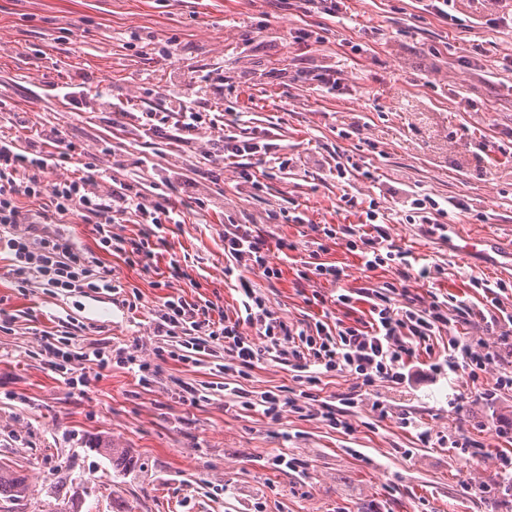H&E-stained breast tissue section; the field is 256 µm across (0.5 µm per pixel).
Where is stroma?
I'll use <instances>...</instances> for the list:
<instances>
[{"mask_svg":"<svg viewBox=\"0 0 512 512\" xmlns=\"http://www.w3.org/2000/svg\"><path fill=\"white\" fill-rule=\"evenodd\" d=\"M451 25L423 10L420 0H348L342 18L287 6L282 0H0V135L17 139L22 154L53 150L61 133L73 150L45 181L80 175L86 162L115 179L139 175L166 183L174 201L189 200L185 222L153 243V271L126 256L98 251L91 225L80 215L58 218L44 200H21L37 234H74L97 251L124 288L116 296L85 288L63 296L23 286L0 260V464L26 475L27 496L15 512H512V497L479 492L498 473L504 442L492 431L512 421V392L485 402L481 394L497 376L438 375L416 387L381 384L346 413L348 429L320 415L322 402L348 393L349 372L323 376L307 416L279 420L236 406L210 388L222 351L197 361L161 360L155 354V313L167 295L217 302L234 316L240 301L224 281V226L256 224L301 241L296 224L276 222L300 209L311 224H355L359 215L339 208L343 186L329 172L337 157L359 170L353 191L387 210L388 242L439 265L430 281L405 276L400 267L365 273L345 244L327 262L342 267L343 285L358 289L394 283L393 303L404 296L426 307L433 296L467 299L480 308L483 292L473 278L512 282V270L479 256L460 260L448 243L406 224L407 191L451 197L486 215L475 222L512 248V27L477 20L469 0H455ZM175 38L168 57L129 47L130 34ZM312 34L302 44L300 35ZM224 62L211 101L241 113V130L276 145L294 159L278 170H253L258 187L239 183L235 167L212 149L218 136L202 130L195 147L144 133L133 114L158 108L176 77ZM335 68L341 83L329 93L313 87L309 73ZM82 85V104L48 96L53 85ZM372 179H364L363 171ZM304 250L270 251L279 278L260 270L244 279L282 319L298 326L316 319L351 324L368 307L337 306L326 282L297 277ZM185 259L189 278L169 274L172 258ZM138 298L127 312L121 298ZM52 333L71 352L69 387L55 373L45 347ZM483 335L477 317L451 324L419 352L415 366L444 362L452 336ZM125 351L150 363L147 382L119 366ZM103 352L105 361L95 359ZM237 387L300 393L288 362L265 360L245 370ZM207 388L197 405L184 403L186 387ZM381 397L386 417L374 416ZM432 433L475 441L481 457L441 447L425 448L401 412ZM111 442L132 462L123 468L91 445ZM280 452L302 471L271 463Z\"/></svg>","mask_w":512,"mask_h":512,"instance_id":"obj_1","label":"stroma"}]
</instances>
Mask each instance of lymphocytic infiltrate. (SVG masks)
Segmentation results:
<instances>
[{"mask_svg": "<svg viewBox=\"0 0 512 512\" xmlns=\"http://www.w3.org/2000/svg\"><path fill=\"white\" fill-rule=\"evenodd\" d=\"M222 68L218 62L213 68L194 72L188 84L170 83L162 110L141 111L138 124L152 134L169 129L181 143L188 142L203 128L219 130L217 144L225 160L235 164L241 183L248 184L254 180L249 161L260 153L259 143L231 133L232 121L223 110L204 105L214 75ZM66 159V153L61 151L30 158L15 152L12 141L0 140V252L9 256V274L26 284L67 294L81 288L116 289L111 268L101 265L98 258L70 239L21 231L25 218L18 206L19 199L45 196L56 215L81 214L86 223L92 224L101 250L110 254L132 253L146 270L155 257L151 239H163L170 225L183 224L182 213L167 196L148 203L142 193H131L129 184L124 182L113 188L111 194L97 193L95 187L103 173L93 162L86 163L81 176L52 183L41 180L42 171L58 167ZM340 207L359 211V223L311 225L312 238L297 276L305 281L322 280L338 286L335 299L338 306L348 307L354 299H361L368 306V321L349 325L340 320L331 325L317 320L299 327L275 315L261 294L246 285L241 288L239 310L232 318L219 315L218 304L210 299L190 302L169 295L156 313L154 334L177 341L171 359L189 362L216 345L225 355L218 367L222 374L253 366L264 359L292 362L297 381L304 385L299 397L284 398L271 390L253 393L237 387L228 393L230 402L242 403L247 409H262L265 416L277 420L286 411L306 412L311 387L319 385L322 376L331 372L355 374L356 386L340 399L341 405L349 408L357 407L363 395L378 384L408 383L413 375L410 364L419 348L452 321L471 314L478 315L486 331H498L497 344H488L480 337H449L446 362L430 364V373L461 372L476 380L500 360L502 351L512 352V312L498 297L499 290L506 287L505 282L473 280V287L482 289L487 297L486 309L479 313L472 312L461 300L453 303L435 300L424 308L410 300L402 307H392L395 288L387 282L355 292L342 288V269L325 260L331 247L341 241L349 251L359 255L370 272L396 262L407 269L415 268L418 278L430 280L438 268L412 265L407 252L385 245L384 215L377 201H362L348 189L340 197ZM129 222L142 227L138 242H129L114 231L115 225ZM273 247L285 253L295 250L296 245L286 238L273 237L271 232L253 224L225 225V277H232L241 269H258L265 277H278L279 269L270 266L267 260Z\"/></svg>", "mask_w": 512, "mask_h": 512, "instance_id": "obj_1", "label": "lymphocytic infiltrate"}]
</instances>
